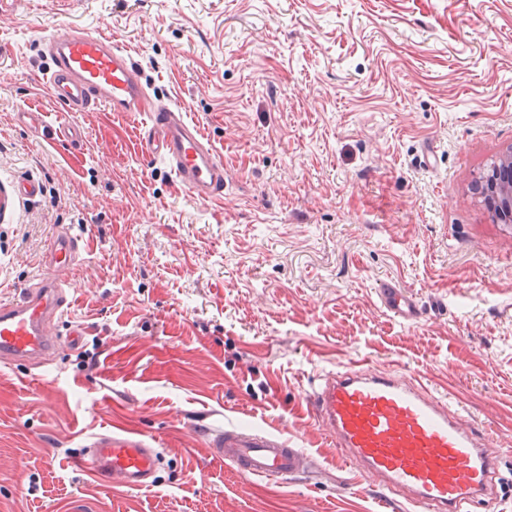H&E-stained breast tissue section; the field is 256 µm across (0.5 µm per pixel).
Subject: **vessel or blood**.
Returning a JSON list of instances; mask_svg holds the SVG:
<instances>
[{"label": "vessel or blood", "instance_id": "b4317fda", "mask_svg": "<svg viewBox=\"0 0 512 512\" xmlns=\"http://www.w3.org/2000/svg\"><path fill=\"white\" fill-rule=\"evenodd\" d=\"M47 66L42 79L66 111L105 107L142 116L138 153L162 160L178 191L208 203L224 197V160L175 103L152 95L132 53L103 32L67 27L41 40ZM77 236L58 235L51 248V272L34 278L10 301L0 302V362L36 368L61 346L79 347L82 325L65 338L49 329L65 315L64 286L56 269L73 266ZM378 302L391 318L414 324L424 315L417 298L399 281L376 287ZM309 416L324 426L337 460L377 479L387 500L406 512H470L493 499L498 455L489 453V435L463 421L452 397L393 371L374 369L363 357L317 376L304 396ZM212 455L224 459L246 480L279 483L306 474L311 456L282 435L227 427L206 433ZM75 464L83 473L128 488L153 486L161 453L149 436L115 427L91 437Z\"/></svg>", "mask_w": 512, "mask_h": 512}]
</instances>
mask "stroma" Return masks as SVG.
I'll return each instance as SVG.
<instances>
[{"label":"stroma","instance_id":"35a3bbf8","mask_svg":"<svg viewBox=\"0 0 512 512\" xmlns=\"http://www.w3.org/2000/svg\"><path fill=\"white\" fill-rule=\"evenodd\" d=\"M62 22L133 51L201 125L223 200L135 153V116L53 100L39 42ZM510 151L512 0H8L0 185L43 192L0 210V300L71 232L54 331L86 334L43 367L0 364V512H401L303 412L315 376L363 355L491 430L503 481L475 512H512V226L474 189ZM386 278L446 311L392 319ZM117 421L164 453L154 487L72 466ZM227 425L287 437L317 458L310 479L239 478L203 436Z\"/></svg>","mask_w":512,"mask_h":512}]
</instances>
